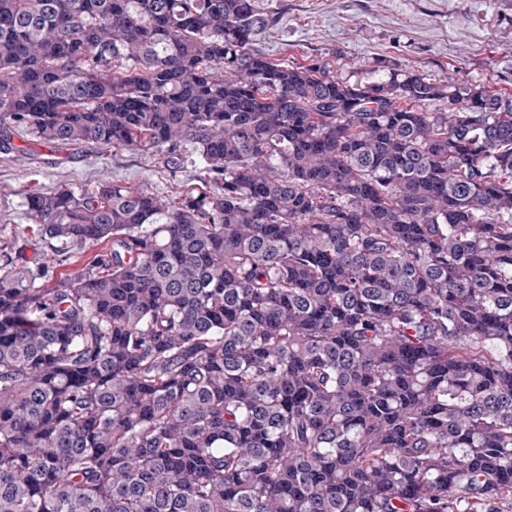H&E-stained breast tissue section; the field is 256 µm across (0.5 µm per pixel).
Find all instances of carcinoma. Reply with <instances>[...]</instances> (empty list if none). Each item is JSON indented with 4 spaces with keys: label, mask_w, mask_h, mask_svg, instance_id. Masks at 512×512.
Listing matches in <instances>:
<instances>
[{
    "label": "carcinoma",
    "mask_w": 512,
    "mask_h": 512,
    "mask_svg": "<svg viewBox=\"0 0 512 512\" xmlns=\"http://www.w3.org/2000/svg\"><path fill=\"white\" fill-rule=\"evenodd\" d=\"M269 24L0 0L1 143H189L217 182L29 196L51 244L0 245V512L512 506V99L282 66ZM108 248V242H94L88 244L82 251L76 252L71 257L63 262L57 264L52 272L53 279H60L69 274L80 271L87 265L97 254H101Z\"/></svg>",
    "instance_id": "cac0c4a2"
}]
</instances>
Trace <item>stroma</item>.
Instances as JSON below:
<instances>
[{
    "instance_id": "obj_1",
    "label": "stroma",
    "mask_w": 512,
    "mask_h": 512,
    "mask_svg": "<svg viewBox=\"0 0 512 512\" xmlns=\"http://www.w3.org/2000/svg\"><path fill=\"white\" fill-rule=\"evenodd\" d=\"M269 20L255 43L288 67L320 64L336 77L371 81L387 65L438 81L455 76L467 87L512 97V0H256ZM120 183L163 197L213 189L191 145L180 161L136 147L93 141L47 143L17 135L0 150V230L43 251L27 214L31 194L95 191Z\"/></svg>"
}]
</instances>
